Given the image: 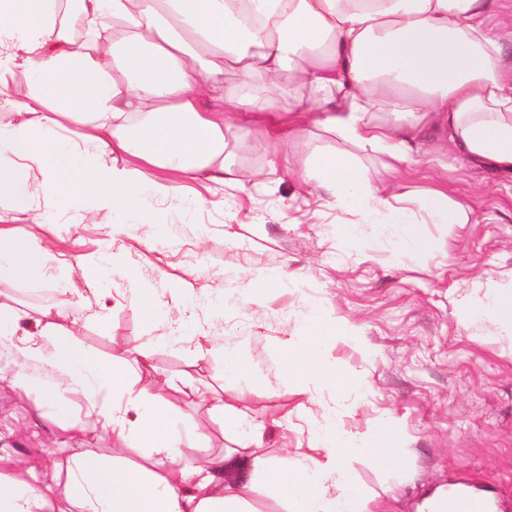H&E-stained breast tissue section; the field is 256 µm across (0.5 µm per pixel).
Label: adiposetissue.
<instances>
[{"instance_id":"adipose-tissue-1","label":"adipose tissue","mask_w":512,"mask_h":512,"mask_svg":"<svg viewBox=\"0 0 512 512\" xmlns=\"http://www.w3.org/2000/svg\"><path fill=\"white\" fill-rule=\"evenodd\" d=\"M493 2L0 0V87L16 71L27 75L6 98L11 122L0 124V213L37 211L46 224L65 214H138L168 198L169 174L237 183L229 132L241 116L278 112L288 95L324 131L395 163L409 162L436 124L464 157L512 171V70L504 64L512 26H487ZM229 72L238 83L226 81ZM255 77L263 94L243 86ZM72 126L75 141L66 137ZM292 174L317 181L349 213L333 230L349 257L362 254L368 225L393 227L407 254L425 251V224L470 221L447 189H424L410 204L349 153L319 152ZM55 258L30 225L0 227V282L48 277ZM67 308L42 310L27 329L1 291L0 336L48 338L50 349L26 355L86 397L114 448L70 455L64 482L40 490L23 467L0 472V512H259V493L280 512H372L353 463L388 469L402 454L389 444L397 423L384 412L368 435L342 428L344 391L364 396L368 387L344 379L326 355L346 333L326 311L309 310L302 335L280 345L308 446L272 456L266 425L242 404L248 368L239 353H221L223 393L192 389L234 436L217 455L178 427L165 401L135 393L151 368L147 353L128 346L94 356L78 328L65 326ZM460 320L512 333V289L490 285L479 302L462 298Z\"/></svg>"}]
</instances>
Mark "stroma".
I'll list each match as a JSON object with an SVG mask.
<instances>
[{
	"instance_id": "35a3bbf8",
	"label": "stroma",
	"mask_w": 512,
	"mask_h": 512,
	"mask_svg": "<svg viewBox=\"0 0 512 512\" xmlns=\"http://www.w3.org/2000/svg\"><path fill=\"white\" fill-rule=\"evenodd\" d=\"M292 119L283 110L249 125L236 143L238 184L198 193L173 186L171 198L124 235L111 230L126 222L122 215L63 217L42 228L58 250L100 254L103 262L64 269L54 286L6 283L0 290L25 305L39 298L53 306L58 284L91 286L107 317L86 321L80 298L72 297L70 317L84 326L83 346L105 357L121 344L142 345L153 369L136 390L164 397L180 424L206 435L216 450L228 444L223 418L169 383L187 377L222 385L216 362L195 353L200 335L239 350L249 368L245 403L256 420L269 423L275 454L302 437L296 418L284 426L271 422L297 402L282 382L279 345L299 334L303 311L322 307L349 329L330 345V358L344 377L364 379L373 390L348 398L344 429L368 434L386 409L408 449L395 479L355 462L374 512H417L451 483L473 486L497 502L498 512H512V341L483 336L480 327L463 328L457 319V300L475 283L512 287V173L455 160L438 130L422 137L418 163L398 171L386 157L361 153L377 180L408 198L447 183L449 194L471 207L472 221L461 229L425 225L432 251L446 253L443 261L432 251L400 254L394 240L369 226L363 257L346 261L331 228L348 213L269 164L278 126ZM265 280L272 289L261 290ZM132 287L156 289V315L123 301ZM47 389L54 403H46ZM86 407L56 369L21 358L0 337V456L48 482L74 449L111 453L110 433L88 424Z\"/></svg>"
}]
</instances>
